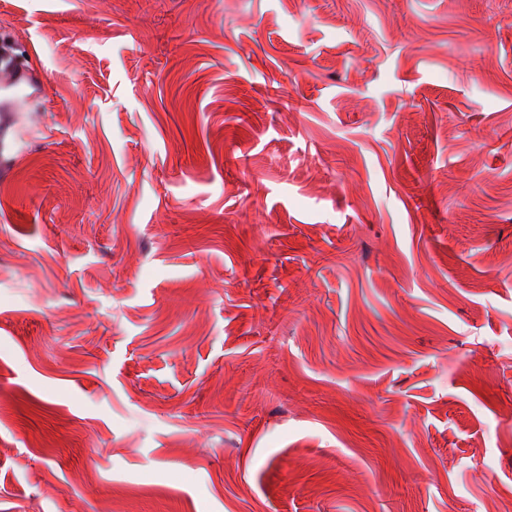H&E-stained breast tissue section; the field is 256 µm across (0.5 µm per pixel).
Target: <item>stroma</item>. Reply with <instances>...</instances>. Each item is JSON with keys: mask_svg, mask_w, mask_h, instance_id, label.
<instances>
[{"mask_svg": "<svg viewBox=\"0 0 512 512\" xmlns=\"http://www.w3.org/2000/svg\"><path fill=\"white\" fill-rule=\"evenodd\" d=\"M0 512L512 502V0H0ZM0 91L9 99L1 103V112H16L14 105L40 94L42 85L29 65L24 69H16L0 64Z\"/></svg>", "mask_w": 512, "mask_h": 512, "instance_id": "stroma-1", "label": "stroma"}]
</instances>
